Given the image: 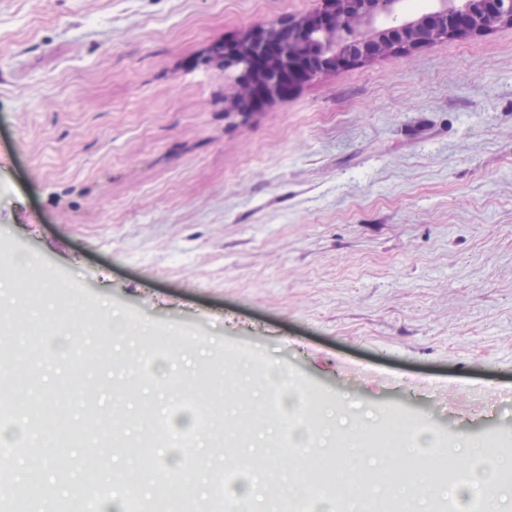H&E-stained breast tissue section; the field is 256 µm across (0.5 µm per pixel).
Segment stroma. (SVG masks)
<instances>
[{"label":"stroma","instance_id":"35a3bbf8","mask_svg":"<svg viewBox=\"0 0 512 512\" xmlns=\"http://www.w3.org/2000/svg\"><path fill=\"white\" fill-rule=\"evenodd\" d=\"M319 0H0V436L18 486L45 497L0 512H70L87 461L111 450L112 494L159 512L169 485L250 445L268 370L285 409L321 427L337 410L372 432L394 416L437 432L490 476L512 459V402L479 414L482 386L512 389V27L354 62L261 110L234 112L213 45ZM124 331L110 332L112 322ZM70 335L66 358L32 338ZM101 358L82 364L81 352ZM136 375L111 408L112 360ZM188 371L201 406L158 394ZM206 416L209 428L197 426ZM64 419L71 436L40 444ZM187 434L171 443L163 426ZM481 439L492 464L459 448ZM196 482L207 512H238L268 471Z\"/></svg>","mask_w":512,"mask_h":512}]
</instances>
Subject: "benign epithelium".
Here are the masks:
<instances>
[{
    "instance_id": "7a95c632",
    "label": "benign epithelium",
    "mask_w": 512,
    "mask_h": 512,
    "mask_svg": "<svg viewBox=\"0 0 512 512\" xmlns=\"http://www.w3.org/2000/svg\"><path fill=\"white\" fill-rule=\"evenodd\" d=\"M403 3L320 0L317 11L246 32L224 50V57L213 51L204 62L222 72L237 71L239 92L232 107L247 112L255 87L267 103L282 97L285 74L296 86L344 64L512 26V0H437L436 8L419 18L406 16Z\"/></svg>"
}]
</instances>
